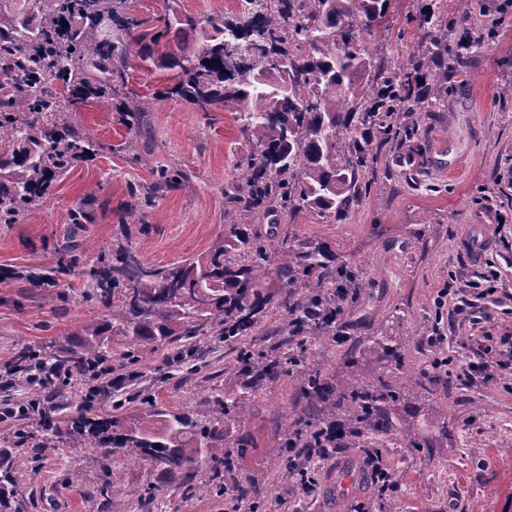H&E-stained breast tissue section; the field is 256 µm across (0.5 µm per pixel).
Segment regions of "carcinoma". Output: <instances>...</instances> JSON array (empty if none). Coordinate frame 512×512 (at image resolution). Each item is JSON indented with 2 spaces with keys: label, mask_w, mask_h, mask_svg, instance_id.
<instances>
[{
  "label": "carcinoma",
  "mask_w": 512,
  "mask_h": 512,
  "mask_svg": "<svg viewBox=\"0 0 512 512\" xmlns=\"http://www.w3.org/2000/svg\"><path fill=\"white\" fill-rule=\"evenodd\" d=\"M234 17L196 20L171 8L162 29L152 33L129 13L128 0H55L52 12L33 27L20 23L0 33V64L16 72L13 98L0 99V224L46 194L53 181L90 150L89 137L66 123L70 96L112 104L124 95L113 74L132 66L131 46L157 44L166 35L200 30L202 43L183 46L172 57L177 70L172 87L204 112H234L251 151L237 163L224 187V238L209 254L170 267L147 264L125 233L110 253L97 255L89 271L90 295L107 311L104 318L80 324L76 335L55 351L40 355L47 370L80 367L88 382L73 384L65 401L30 408L41 435L37 448H100L131 462L145 460L168 479L192 484L206 466L203 490L224 491V474L233 461L224 447V423L244 416L257 393L285 372H298L312 405L325 422L342 424L348 435L364 428L389 434L400 430L395 404L406 387L379 379L324 380L320 362L295 354L267 359L243 343L258 334L260 314L271 304L264 291L272 278L287 289V327L293 337L315 336L344 315L358 296L356 266L324 242L294 235L275 239L256 224H241L242 213L276 212L295 224L305 212L334 221L360 207L361 180L377 161L379 146L407 139L417 128L400 122L413 102L425 111L446 87L431 77L432 67L455 69L462 52L485 40L464 33L456 44L443 36L429 39L424 53L407 65L390 68L379 56L373 30L383 26L390 0H247ZM77 12L82 22L63 27L59 17ZM62 75L71 89L59 90L52 77ZM373 76L364 87L362 80ZM186 175L166 171L148 187L131 194L149 204L178 188ZM58 267L33 276L50 284L55 274L79 265L85 252L71 239L60 245ZM213 336L235 353L231 373L249 376L243 391L230 399L214 388L212 407L199 413L142 402L139 421L124 424L99 414L107 398L95 378L118 365L125 379L139 374L142 355L169 350L175 372L196 370L197 338ZM413 337L394 339L379 333L376 344L399 357ZM140 400L135 389L112 394L119 410ZM30 456L0 458V512H24V502L5 486L27 468Z\"/></svg>",
  "instance_id": "carcinoma-1"
}]
</instances>
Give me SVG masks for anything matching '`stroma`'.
Returning a JSON list of instances; mask_svg holds the SVG:
<instances>
[{
    "instance_id": "1",
    "label": "stroma",
    "mask_w": 512,
    "mask_h": 512,
    "mask_svg": "<svg viewBox=\"0 0 512 512\" xmlns=\"http://www.w3.org/2000/svg\"><path fill=\"white\" fill-rule=\"evenodd\" d=\"M132 12L158 19L167 5L198 19L235 15L240 0H130ZM429 5L454 19L458 0H391L389 27L374 37L386 64L414 59L427 36L418 25ZM470 31L494 30L477 54L467 55L448 76V92L418 124L416 138L378 150L364 176L363 205L341 221L308 213L299 223H273L264 213L243 215L242 223L264 231L290 232L305 241L329 243L338 259L362 269L366 286L341 321L339 339H308L303 355L324 365L328 381L347 375L373 380L398 371L410 395L400 413L410 434L424 447L408 450L401 434H366L322 459H306L319 484L301 491L282 481L272 441L285 439L294 419L311 425L320 417L296 375L284 374L255 398L249 412L224 428V448L236 460L232 479L246 484L263 512H512V374L486 367L487 337L512 334V271L495 282L494 293L478 284L487 261L512 259V0H470ZM176 40L161 41L152 63L125 75L127 89L151 97L174 83L168 56ZM145 131L128 126L112 107L73 100L69 123L81 127L99 151L74 164L48 193L23 209L14 223L0 224V374L21 351L48 353L67 343L78 326L100 316L102 306L83 288L85 267L61 275L58 285H32L29 271L54 265L57 248L70 230L73 210L94 196L93 220L79 237L94 251L123 241L122 220L135 207L130 186L148 184L158 169L186 171L177 190L140 210V232L132 245L157 267L201 258L224 233V183L249 145L229 112H202L173 95L157 101ZM137 137V155L116 152ZM507 217L498 226V217ZM276 304L249 342L275 356L289 349L284 289L270 282ZM470 302L468 317L438 303L442 290ZM415 336L410 350L393 361L373 341L379 331ZM442 343H431L433 334ZM205 359L183 378L164 380L167 351L144 361L142 386L166 407L208 409L211 387L240 393L246 379L224 372L223 349L203 344ZM449 358L469 368V377L426 384L435 361ZM373 449L394 477L395 491L381 493L369 479L337 486L336 466L359 463ZM156 486L158 512H235L227 493L187 494L179 481L159 479L148 463L102 457L93 448L39 451L18 478L26 512H123L143 489Z\"/></svg>"
}]
</instances>
